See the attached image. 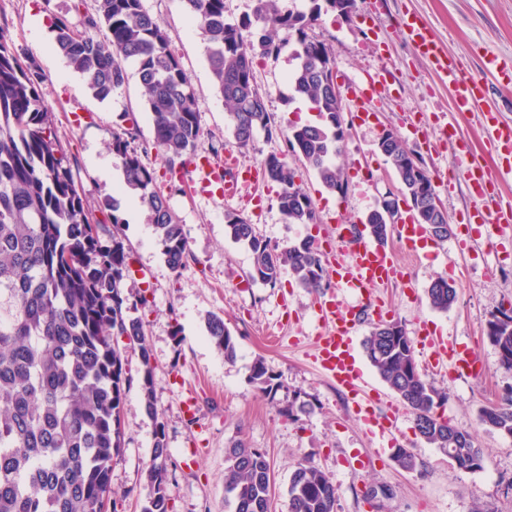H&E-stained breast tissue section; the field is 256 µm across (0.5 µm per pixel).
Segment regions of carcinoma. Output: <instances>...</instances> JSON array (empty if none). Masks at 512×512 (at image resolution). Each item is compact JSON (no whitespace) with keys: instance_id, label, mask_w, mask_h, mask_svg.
Masks as SVG:
<instances>
[{"instance_id":"carcinoma-1","label":"carcinoma","mask_w":512,"mask_h":512,"mask_svg":"<svg viewBox=\"0 0 512 512\" xmlns=\"http://www.w3.org/2000/svg\"><path fill=\"white\" fill-rule=\"evenodd\" d=\"M206 45L212 80L224 99L226 128L240 150L254 145L258 132L272 135L263 92L253 81L255 59L277 58L280 33L294 40L293 97L308 101L320 122L291 124L283 134L288 152L303 159L322 186L342 191L336 163L345 134L336 111L332 70L322 67L310 30L326 3L309 0L305 10L284 11L279 0H256L253 18L224 19V0H183ZM55 43L68 67L104 100L127 78L125 63L136 64L153 139L135 145L129 128L112 133L110 149L120 160L127 188L148 211L169 269L180 273L192 259L184 226L170 209L157 171L141 163L151 148L167 163L195 158L202 138L195 92L179 58L170 49L160 21L142 0H98L96 14L83 28L55 18ZM382 153L401 194L438 240L448 237V217L428 210L408 154L394 134L384 137ZM264 176L281 185L279 207L287 223L310 225L320 217L307 192L295 183L285 156L270 154ZM112 226L94 220V208L79 193L71 162L57 135L55 116L41 101L36 72L21 63L0 29V512H118L112 492V463L122 455L125 391L136 382L148 416L158 419L155 367L139 310L146 295L126 287L130 252L122 220L112 207ZM391 225L372 214L364 231L387 242ZM225 231L251 255L249 279L275 285L282 267L308 291L326 286L328 276L316 239L308 236L284 250L260 238L253 224L235 212L225 214ZM430 306L446 312L456 289L437 278L427 288ZM208 337L224 360L236 358V341L218 314L206 318ZM484 334L496 348L498 365L512 371V314L492 316ZM364 350L380 378L413 413L416 433L448 455L461 472L487 462L472 430L453 424L437 408L444 396L419 370L414 346L396 320L374 324ZM137 359L136 374L130 363ZM250 380L266 393L280 387L264 358L255 360ZM478 423L512 437V402L483 406ZM158 429L153 459L142 472L152 493L141 512H174L168 490L173 466L164 424ZM273 476L267 453L243 440L224 455V495L232 512H270ZM337 489L309 460L296 464L288 484L289 512H336Z\"/></svg>"}]
</instances>
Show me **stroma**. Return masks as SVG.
Wrapping results in <instances>:
<instances>
[{
	"label": "stroma",
	"mask_w": 512,
	"mask_h": 512,
	"mask_svg": "<svg viewBox=\"0 0 512 512\" xmlns=\"http://www.w3.org/2000/svg\"><path fill=\"white\" fill-rule=\"evenodd\" d=\"M144 9L165 26L172 50L195 89L203 137L198 158L186 164L169 205L183 224L193 255L187 267L172 273L148 220L147 211L131 216L113 209L115 199L107 171H121L110 149L117 125L137 128L143 141L153 137L152 120L141 96L135 65L125 84L99 99L88 90L58 53L53 17L82 28L94 14L96 0H0V28L16 54L40 75L39 93L55 115L60 139L74 159L81 193L98 207L99 220H123L132 248V275L127 285L146 291L143 311L156 373L159 418L147 416L138 385L123 400L124 449L112 466V488L124 498V512H141L151 488L141 477L153 457L157 422H164L177 467L169 482L174 512H228L224 501V451L235 440L266 450L275 496L272 512H288V482L295 465L319 466L338 489L337 512H512V438L478 423L482 406L512 394V372L498 366L484 324L500 309L512 307V243L486 244L485 226L471 223L476 205L464 176L460 152H468L499 181V195L512 197V171L490 145L485 112L512 125V87L483 65L485 51L512 60V0H355L351 17L328 11L313 29L335 57L334 76L342 94L345 128L338 162L348 182L346 195L327 193L302 159L287 162L296 184L312 197L321 222L315 226L286 223L279 208L281 187L267 178L241 183L233 199L219 187L200 193L204 163L224 162L219 149L231 144L224 124V100L215 89L205 44L190 25L182 0H142ZM417 18L435 34L440 46L461 62L467 76L479 81L483 95L470 112L453 109L446 78L416 56L403 32L406 18ZM292 45L275 59L257 60L254 77L266 95L271 133H259L252 148L237 152L239 166L260 167L264 158L284 150L289 124L316 121L315 112L292 99L289 76ZM391 71L397 82L374 95L371 81ZM453 123L456 136L442 140L440 129ZM393 131L429 173L448 216L446 240L422 243L408 252L397 238L386 249L404 265L411 285L396 283L383 291L388 319L400 321L413 341L417 362L429 354L428 341L442 338L481 361L480 373H430L447 400L439 409L453 424L474 430L488 457L485 469L456 470L439 449L415 432L414 416L404 411L393 441L369 433L365 413L321 373L314 344L326 326L318 303L336 286L309 292L283 269L275 287L246 281L250 253L224 231V215L250 217L257 234L284 249L314 235L325 256L336 252L334 227L362 224L386 194L397 191L396 176L378 147ZM261 197L263 210L253 214L250 200ZM447 279L457 300L445 312L430 307L426 289L435 278ZM216 313L237 342V357L225 361L210 343L207 314ZM264 358L282 386L265 395L249 380L256 358ZM311 401L314 411L293 422L282 410L293 397ZM409 448L414 470L401 469L392 458L394 445Z\"/></svg>",
	"instance_id": "1"
}]
</instances>
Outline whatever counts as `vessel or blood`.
Returning <instances> with one entry per match:
<instances>
[{"mask_svg":"<svg viewBox=\"0 0 512 512\" xmlns=\"http://www.w3.org/2000/svg\"><path fill=\"white\" fill-rule=\"evenodd\" d=\"M407 36L415 52L431 63L433 68L448 80L453 92V109L468 112L475 106L480 88L478 84L465 78L454 58L442 53L432 32L419 22L407 25ZM465 175L471 193L479 198L490 196L495 184L492 173L475 165L467 166ZM243 173L239 168L211 166L207 169L206 184H220L225 196H232ZM474 221L478 224L492 225L495 230H502L504 225L512 224V201L498 204L492 213L477 211ZM332 273L338 287L355 293H363L370 288H382L404 275L403 269L388 253L371 243L361 240L351 255L337 254L332 263ZM319 315L330 330L319 336L316 341L317 362L320 370L335 381L337 387L351 394L355 402H370L364 373L360 369L353 351V339L356 321L352 312L342 307L337 297H330L319 306ZM431 359L435 364L454 363L460 369H472L474 361L462 356L447 344L438 343L431 346Z\"/></svg>","mask_w":512,"mask_h":512,"instance_id":"b4317fda","label":"vessel or blood"}]
</instances>
